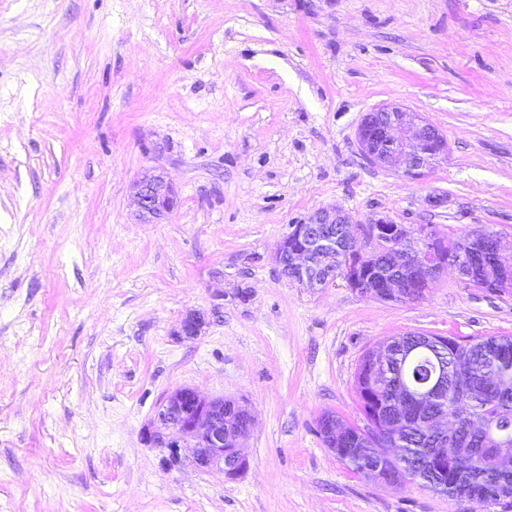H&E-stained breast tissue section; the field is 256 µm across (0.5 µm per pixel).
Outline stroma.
I'll list each match as a JSON object with an SVG mask.
<instances>
[{"instance_id":"obj_1","label":"stroma","mask_w":512,"mask_h":512,"mask_svg":"<svg viewBox=\"0 0 512 512\" xmlns=\"http://www.w3.org/2000/svg\"><path fill=\"white\" fill-rule=\"evenodd\" d=\"M385 105L445 135L424 178L363 157ZM148 171L177 191L159 223L133 217ZM329 207L512 252V0H0V512H480L353 472L317 419L361 424L390 338L512 336V293L292 283L275 252ZM182 386L248 411L243 474L146 442ZM483 229L474 230L467 235H465L464 242L470 249V251L479 256H485L487 252L491 251L495 247V241L492 239V236L488 231Z\"/></svg>"}]
</instances>
